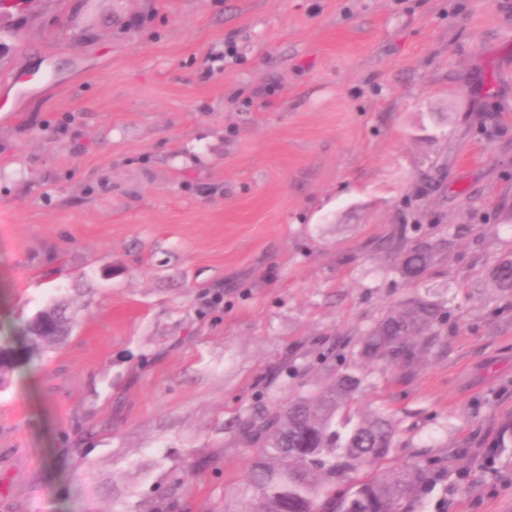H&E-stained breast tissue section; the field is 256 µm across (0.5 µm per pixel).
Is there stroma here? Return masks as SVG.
Here are the masks:
<instances>
[{"label": "stroma", "mask_w": 512, "mask_h": 512, "mask_svg": "<svg viewBox=\"0 0 512 512\" xmlns=\"http://www.w3.org/2000/svg\"><path fill=\"white\" fill-rule=\"evenodd\" d=\"M0 57V512H242L240 417L351 366L434 459L411 512H512V0H40ZM447 244L411 371L359 356ZM59 305L60 344L23 358ZM185 484L174 488L175 475ZM416 224H397L392 233L375 244L378 252L386 254L390 267L409 284H419L439 264L445 239L428 236L411 237L409 227ZM484 282L503 294L512 296V253H504L483 271Z\"/></svg>", "instance_id": "35a3bbf8"}]
</instances>
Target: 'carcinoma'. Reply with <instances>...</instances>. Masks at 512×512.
Segmentation results:
<instances>
[{"label": "carcinoma", "instance_id": "carcinoma-1", "mask_svg": "<svg viewBox=\"0 0 512 512\" xmlns=\"http://www.w3.org/2000/svg\"><path fill=\"white\" fill-rule=\"evenodd\" d=\"M420 225L398 224L375 244L390 267L419 284L439 264L443 240L412 237ZM483 280L512 296V253L483 271ZM448 312L427 294L415 292L364 330L361 357L386 367H412L439 343ZM363 387L347 366L319 388L273 412L253 409L239 421L242 439L254 446L247 475L253 495L246 512H402L428 478L430 463H416L336 495V485L385 458L398 443L394 417L385 410L349 412Z\"/></svg>", "mask_w": 512, "mask_h": 512}]
</instances>
